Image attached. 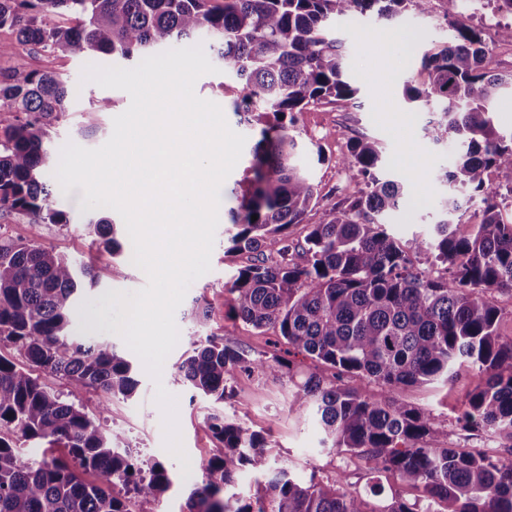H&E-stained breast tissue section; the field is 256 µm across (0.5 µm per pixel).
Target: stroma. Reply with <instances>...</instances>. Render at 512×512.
<instances>
[{
    "mask_svg": "<svg viewBox=\"0 0 512 512\" xmlns=\"http://www.w3.org/2000/svg\"><path fill=\"white\" fill-rule=\"evenodd\" d=\"M460 19L482 32L491 53L487 64L498 72H512V44L503 42L501 27L512 24V15L497 11L493 0H483L479 10L470 15L460 14L456 0H432L431 11L420 14L407 11L389 20H377L367 14L351 19H337L332 28L349 47L345 58L348 80L358 89L355 100L341 105L312 104L296 115L295 134L299 143L298 162L307 171L315 187V200L303 223L290 230L292 242H303L309 225L319 223L325 210L345 197L364 191L362 180L349 177L342 164L348 153L350 137L364 134L375 139L381 149V176L404 182L405 190L397 211L387 217V230L405 250L419 270L430 276L441 275V267L431 265L426 255L413 250V241L429 236L435 224L446 217L445 204L457 200L463 217L455 229L458 235H468L480 220L478 204L468 202L464 189L447 183L443 174L450 169L462 148L456 140L434 141L428 133L429 110L416 111L403 100V86L419 69L422 46L448 42L450 23ZM87 60L83 57L52 59L22 47L0 58L4 66L55 69L77 88L62 120L52 129L55 147L73 142L87 149L102 146L111 136L113 119L130 105L128 93L81 83L80 76ZM391 73L389 82L374 80L376 70ZM235 77L205 74L195 83L199 98L221 106L229 126L246 138L247 148L223 182L220 189L219 224L211 252V269L196 279L175 312L179 341L166 358L160 381L146 373L139 357L114 334L112 324L118 312H105L104 307L113 291L131 292L147 283L145 273L134 264L125 263L104 252L95 235L89 234L82 208L83 191L73 187L68 194L57 195L56 208L67 213V225L47 224L42 228L43 244L54 248L73 262L96 266L99 280L94 287L84 288L78 304L73 332L110 341L116 351L131 362L138 382L135 394L129 398H114L107 415L106 426L122 433L135 463L160 461L168 469L172 485L160 498L158 512H186V500L201 476L182 474L180 463L163 446L162 413L155 402L157 386L177 399L178 420L182 442L193 468H204L216 453L218 443L206 425L214 413L262 431L269 444L270 464L289 471L293 479L307 483L311 476L331 478L342 476L348 491L366 493L372 480H379L382 500L399 495L414 500L416 490L402 485L396 478L374 477L364 458L350 456L322 442L323 433L314 417L297 419L289 403L304 375L326 374L325 366L305 357H297L293 372L272 375L234 371L227 381L230 391L224 402L216 404L200 396L188 384L177 378L178 367L200 338L212 336L225 344L245 350L254 358L272 359L281 352L274 331L256 330L235 318L231 312V294L227 284L238 268L253 262L250 253L227 254L229 213L237 208L240 196L251 177L249 167L251 145L259 132L239 124L233 111L230 86ZM113 103L109 112L97 109L99 100ZM476 378L468 365H460L453 383L437 386H411L398 392L408 405L429 415L444 432L446 446L451 448H481L498 451L499 441L480 433L461 429L455 417L466 392Z\"/></svg>",
    "mask_w": 512,
    "mask_h": 512,
    "instance_id": "obj_1",
    "label": "stroma"
}]
</instances>
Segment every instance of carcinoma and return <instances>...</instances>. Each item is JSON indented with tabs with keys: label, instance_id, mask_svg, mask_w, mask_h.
I'll list each match as a JSON object with an SVG mask.
<instances>
[{
	"label": "carcinoma",
	"instance_id": "carcinoma-1",
	"mask_svg": "<svg viewBox=\"0 0 512 512\" xmlns=\"http://www.w3.org/2000/svg\"><path fill=\"white\" fill-rule=\"evenodd\" d=\"M431 2L0 0V30L58 57H143L199 35L211 39L224 71L241 84L236 115L260 126L253 177L231 211L236 232L227 248L255 253L257 260L234 275L232 310L257 330L274 329L284 349L269 364L208 336L195 343L179 376L222 402L232 371L291 372V357L304 355L331 374L306 375L290 411L300 419L315 413L324 442L420 492L412 504L395 496L376 507L346 490L339 476L302 486L282 468L253 495L230 492L242 470L269 469L268 442L251 427L214 414L206 424L220 452L189 495L188 512H512V460L445 446L431 418L396 397L402 387L448 384L456 366L468 363L477 383L456 421L512 449V338L500 335L502 310L485 298L512 288V224L504 221L501 194L487 180L490 169L512 178V133L501 132L492 117L496 103L512 92V74L487 68L480 30L450 23L453 40L421 53L423 82L404 84L409 101L440 114L430 124L433 139L451 134L466 146L445 177L481 203L469 235H456L444 219L434 236L415 239V252L433 258L445 275L432 278L414 268L388 233L385 217L399 207L403 185L380 178L379 145L366 136L350 139L343 162L367 190L325 211L301 246L306 261L291 259L288 229L314 200V185L296 161L295 114L356 94L344 77L348 46L329 33L330 21L368 12L380 19L409 9L424 14ZM54 15H68L74 24H48ZM70 97L58 73L0 68V212L21 215L30 226L24 242L0 234V512H157L171 484L166 467L159 461L135 465L120 450L124 436L76 404L93 388L104 394L105 413L112 398L136 388L130 363L111 343L71 335L77 280L94 283L98 274L41 243L43 225L69 223L53 207L59 155L47 140ZM89 228L110 255L132 260L133 247L116 240L108 218ZM33 366L66 379L68 393L48 389ZM354 377L381 384L379 398L350 384ZM22 439L65 453L28 462L16 451Z\"/></svg>",
	"mask_w": 512,
	"mask_h": 512
}]
</instances>
